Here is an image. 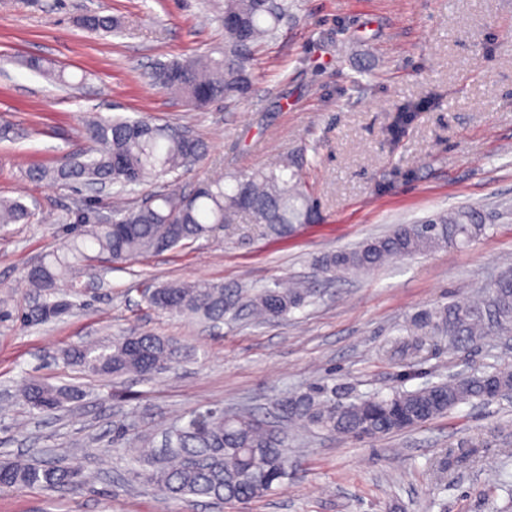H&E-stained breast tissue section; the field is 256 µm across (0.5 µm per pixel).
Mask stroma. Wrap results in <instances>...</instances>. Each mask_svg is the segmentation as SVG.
Instances as JSON below:
<instances>
[{"mask_svg":"<svg viewBox=\"0 0 512 512\" xmlns=\"http://www.w3.org/2000/svg\"><path fill=\"white\" fill-rule=\"evenodd\" d=\"M221 0H0V197L24 198L31 223L0 228V458L79 462L82 490L0 492V512H240L214 500H166L136 478L143 437L191 411L221 407L269 417L288 436V482L249 512H512V400L464 403L401 434L345 440L289 418L306 392L351 399L413 390L512 363V335L464 348L413 335L424 311L482 295L512 270V0H302L296 20L257 51L249 96L205 111L153 84L147 71L224 42ZM117 19L109 34L80 24L86 10ZM37 58L64 83L27 68ZM416 107L399 140L397 112ZM141 114L182 125L207 152L181 185L249 174L303 150L318 218L293 235L233 225L182 250L73 276L78 306L59 322L22 324L37 301L25 275L66 236L84 204L74 191L31 180L85 148L92 114ZM490 218L464 248L445 247L344 275L317 276L325 253L388 234L397 224L460 207ZM315 288L287 318L248 315L206 327L151 308L144 289L168 281ZM149 331L185 350L148 379H104L64 365L69 345ZM78 390L67 410L30 409L31 377ZM483 447H474V439Z\"/></svg>","mask_w":512,"mask_h":512,"instance_id":"obj_1","label":"stroma"}]
</instances>
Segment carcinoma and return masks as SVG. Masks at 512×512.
Here are the masks:
<instances>
[{
    "mask_svg": "<svg viewBox=\"0 0 512 512\" xmlns=\"http://www.w3.org/2000/svg\"><path fill=\"white\" fill-rule=\"evenodd\" d=\"M298 0H224V46L206 59L191 58L154 67L148 77L178 94L185 105L202 110L219 101L246 98L254 82L259 46L274 39L295 18ZM91 32H111L117 23L98 12L81 19ZM81 133L87 147L58 167L28 170L33 180L61 186L112 185L122 196L152 179L167 181V189L147 196L132 207L112 208V223L95 220L94 204L76 215L70 236L27 270V280L42 297L25 316L28 324L58 320L71 313L73 297L57 292L59 284L92 257L113 263L155 252L157 241L168 250L184 248L198 238L231 224H258L263 234L284 238L298 226L314 221L316 208L304 172V161L283 154L267 168L248 176H231V183L200 180L186 192L182 177L204 157L205 145L174 125H156L146 117L90 116ZM34 212L19 199H0V225L28 224ZM483 216L472 209L438 213L413 224H399L389 234L321 257L316 273L370 270L392 257L425 254L442 246L465 247L485 234ZM311 290L280 283L245 289L210 282H170L148 290L149 306L204 322H220L242 311L259 322L285 318L308 302ZM414 327L443 331L448 345L463 347L492 328L512 330V277L498 279L488 295L473 303H454L427 311ZM178 342L167 336L141 332L110 344L81 343L63 353L66 364L92 374L118 379L128 374L151 377L171 367L180 354ZM512 393V365L493 364L467 376L389 395L375 394L351 402L322 400L303 394L287 403L288 413L330 434L346 438H374L415 428L444 416L458 405L490 402L493 391ZM21 397L41 412H60L78 397L73 389L55 387L39 379L25 384ZM164 452L149 443L140 461L149 469L138 478L166 499L208 498L249 505L284 484L290 474L286 438L258 415L218 409L194 412L167 432ZM84 484L78 466L33 459L0 461V489L18 487L78 491Z\"/></svg>",
    "mask_w": 512,
    "mask_h": 512,
    "instance_id": "cac0c4a2",
    "label": "carcinoma"
}]
</instances>
